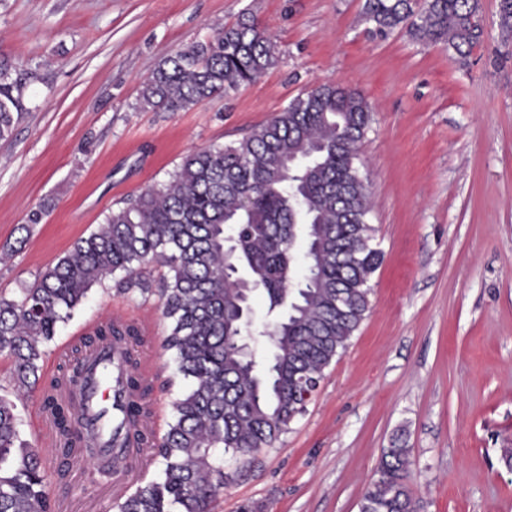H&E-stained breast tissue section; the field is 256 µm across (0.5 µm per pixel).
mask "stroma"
Returning a JSON list of instances; mask_svg holds the SVG:
<instances>
[{"instance_id":"obj_1","label":"stroma","mask_w":512,"mask_h":512,"mask_svg":"<svg viewBox=\"0 0 512 512\" xmlns=\"http://www.w3.org/2000/svg\"><path fill=\"white\" fill-rule=\"evenodd\" d=\"M365 0H0V56L21 64L23 111L0 140V295L14 297L120 201L169 180L190 151L228 145L324 83L372 112L360 148L384 253L371 308L314 398L229 484L217 512H359L382 449L411 448L421 512H512V30L480 0L467 58L399 27L380 37ZM255 18L278 65L185 111L139 105L177 49ZM49 212L22 234L28 212ZM120 276L95 285L48 346L45 372L77 358L114 314L142 330L157 434L187 387L162 342L169 323ZM61 512H118L112 478L76 458Z\"/></svg>"}]
</instances>
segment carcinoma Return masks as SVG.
<instances>
[{
	"mask_svg": "<svg viewBox=\"0 0 512 512\" xmlns=\"http://www.w3.org/2000/svg\"><path fill=\"white\" fill-rule=\"evenodd\" d=\"M479 8V0H366L364 18L379 35L405 24L416 39L465 57L482 36ZM278 62L271 36L254 20H240L159 63L141 103L188 110L238 91ZM22 109L17 64L0 58V140L11 136ZM370 120L364 98L348 85H320L241 140L188 153L168 183L112 210L17 296H0V358L11 364V390L0 393V512H53L47 488L66 480L67 459L80 449L94 455V437L81 430L77 410L49 392L43 407L62 462L51 468L21 438L16 400L38 389L59 324L94 285L121 272L126 290L145 293L158 267L167 269L159 288L170 321L164 349L192 385L173 402V421L157 444L159 476L118 509L214 512L233 479L224 454L243 470L273 446L305 411L303 387L319 385L369 311L370 280L383 262L360 172ZM299 235L312 249L313 270L291 290V241ZM237 269L266 298L268 325L258 335L273 347L269 359L252 362L239 350L249 301L235 285ZM94 335L136 342L140 333L133 324L109 322ZM83 382L75 366L54 386ZM128 384L138 398L121 425L135 428L146 415L149 387L134 374ZM411 453L404 445L382 449L360 512H420L409 485Z\"/></svg>",
	"mask_w": 512,
	"mask_h": 512,
	"instance_id": "cac0c4a2",
	"label": "carcinoma"
}]
</instances>
